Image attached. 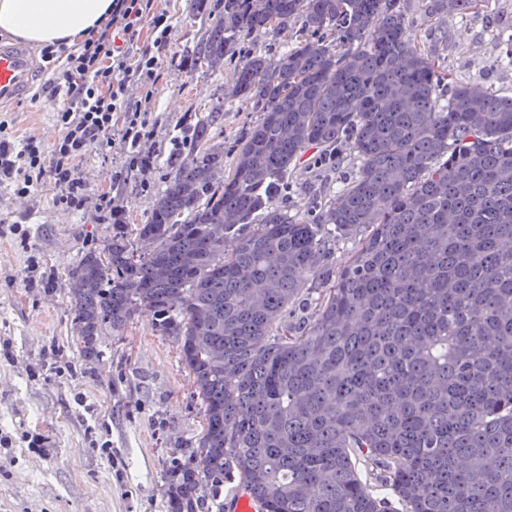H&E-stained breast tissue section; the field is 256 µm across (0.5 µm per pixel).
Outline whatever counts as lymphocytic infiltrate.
<instances>
[{"label": "lymphocytic infiltrate", "mask_w": 512, "mask_h": 512, "mask_svg": "<svg viewBox=\"0 0 512 512\" xmlns=\"http://www.w3.org/2000/svg\"><path fill=\"white\" fill-rule=\"evenodd\" d=\"M152 0H112V15L97 37L88 39L77 54H68L65 67L53 81L55 90L65 91L67 105L58 112L62 136L53 152H46L36 137L16 142L0 137V182L13 185L17 195H27L46 174H53L64 187L66 203H75L80 181L74 162L112 128L116 113H124L132 147H139L146 122L140 109L126 102L130 84L149 85L158 60L142 54L130 61L116 44L120 35H133L137 22L151 14L155 45L166 42L170 24L166 14H152Z\"/></svg>", "instance_id": "1"}]
</instances>
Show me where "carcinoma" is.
<instances>
[{
  "label": "carcinoma",
  "mask_w": 512,
  "mask_h": 512,
  "mask_svg": "<svg viewBox=\"0 0 512 512\" xmlns=\"http://www.w3.org/2000/svg\"><path fill=\"white\" fill-rule=\"evenodd\" d=\"M404 2L216 0L190 69L227 56L231 82L165 162L133 229L151 249L119 221L68 272L84 365L148 312L194 377L205 428L170 449L167 512H224L235 475L261 512H512V96L458 82ZM297 23L276 56L233 53ZM226 99L260 113L227 151ZM311 149L356 167L290 205Z\"/></svg>",
  "instance_id": "cac0c4a2"
}]
</instances>
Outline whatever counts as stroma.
I'll list each match as a JSON object with an SVG mask.
<instances>
[{
    "label": "stroma",
    "instance_id": "obj_1",
    "mask_svg": "<svg viewBox=\"0 0 512 512\" xmlns=\"http://www.w3.org/2000/svg\"><path fill=\"white\" fill-rule=\"evenodd\" d=\"M433 0H407L409 32L437 44L455 78L473 90L512 96V60L503 32H512V0H486L467 16L432 12ZM190 0H154L171 24L155 47L150 19L123 48L147 51L159 65L149 89L128 100L148 122L139 149L125 140L116 114L106 140L76 160L82 207L59 203L45 176L25 197L0 185V512H166L163 462L170 448L196 438L204 420L192 376L177 342L151 315L103 338V357L85 369L73 333L68 271L112 234V213L142 223L167 169L165 159L193 125L199 106L221 96L229 75L191 71L187 56L199 22ZM38 79L22 101L0 107L16 137L33 136L53 150L66 104L55 93L56 64L38 61ZM154 155L151 168L136 153Z\"/></svg>",
    "mask_w": 512,
    "mask_h": 512
}]
</instances>
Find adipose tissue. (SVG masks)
<instances>
[{
  "mask_svg": "<svg viewBox=\"0 0 512 512\" xmlns=\"http://www.w3.org/2000/svg\"><path fill=\"white\" fill-rule=\"evenodd\" d=\"M111 12L112 0H0V34L76 50Z\"/></svg>",
  "mask_w": 512,
  "mask_h": 512,
  "instance_id": "ef3b65f1",
  "label": "adipose tissue"
}]
</instances>
